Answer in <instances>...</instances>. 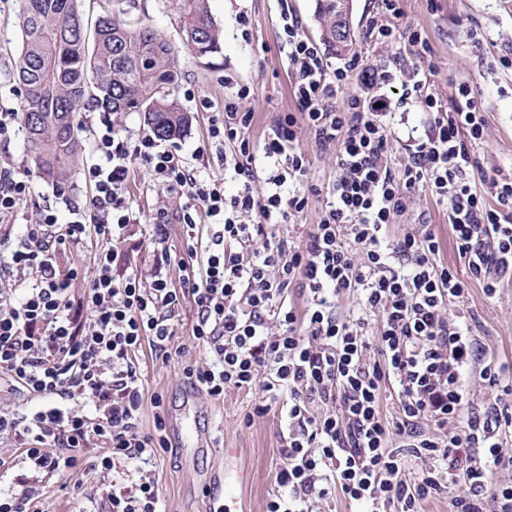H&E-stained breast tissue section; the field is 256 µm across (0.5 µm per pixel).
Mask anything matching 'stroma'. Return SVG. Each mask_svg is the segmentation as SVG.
<instances>
[{
  "label": "stroma",
  "instance_id": "1",
  "mask_svg": "<svg viewBox=\"0 0 512 512\" xmlns=\"http://www.w3.org/2000/svg\"><path fill=\"white\" fill-rule=\"evenodd\" d=\"M18 0H0V111L19 110L21 88L14 77L19 53ZM378 0H355V45L353 57L362 66L388 68L396 49L391 45L370 43L366 26L377 17ZM210 12L221 31L222 51L210 58L182 52L179 58L181 77L172 96L191 117L188 129L178 142L184 153H192L205 140L211 112L223 111L225 77L248 86L246 109L253 112L250 135L261 142L270 132L280 112H291L295 101L291 94L288 72V48L281 33V12L289 10L302 21L305 35L320 39L315 0H209ZM406 15L419 23L422 35L432 48L433 72L430 92L443 103H450L459 84L473 88L477 104L486 120L484 142L476 151L480 167L501 178H512V0H403ZM247 14L249 37H242L239 14ZM213 104L212 111L200 110V99ZM387 120L397 139L390 149L391 162L403 161V148L409 133L425 134L429 117L417 107L394 109ZM30 172L31 194L14 216L0 222V229L19 237L21 227L32 222L39 207L49 205L58 211L61 221H69L72 207L84 205L91 194L82 177L73 186L58 192L52 180L35 173L24 149V133L16 131L0 138V168ZM147 174H140L132 188L134 199L144 217L143 223L127 228L124 242L116 244L119 264H131L143 274H151L157 251L149 239L147 217L158 206L176 209L178 198L159 194L148 185ZM431 224L441 243V255L449 267L464 280L468 292L464 312L470 334L485 350L487 358L512 367V279H503L495 295H487L482 284L471 279L460 259L448 223V209L429 192H417L410 209L394 220L395 234H403L419 223ZM193 315L191 303H184L182 325L176 343L183 353L174 360L156 356L145 359L143 419L153 424V401L163 400L166 408L191 398L207 435L206 447L188 452L173 449L162 452L152 462L161 499L167 512H207L212 499L224 497L225 470L240 471L241 485L229 500L231 512H266L267 501L274 491V470L283 446L282 431L276 415H253L258 390L228 391L222 398L201 391L186 395L182 374L186 365L198 361L203 350L190 334ZM234 449L225 457V449ZM12 459L13 466L0 474V488L17 484H41L45 487V512H83L91 503L100 502L106 491L98 473L83 464L62 479L39 473L18 448L0 441V458Z\"/></svg>",
  "mask_w": 512,
  "mask_h": 512
}]
</instances>
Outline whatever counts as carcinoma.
<instances>
[{"label": "carcinoma", "instance_id": "obj_1", "mask_svg": "<svg viewBox=\"0 0 512 512\" xmlns=\"http://www.w3.org/2000/svg\"><path fill=\"white\" fill-rule=\"evenodd\" d=\"M173 6L179 45L131 16L127 0H112V10L91 27L79 0H21L15 76L24 92L25 145L38 173L59 188L71 184L81 164L84 112H141L147 130L161 139L185 131L189 116L170 94L180 77V53L206 58L220 52V30L208 0H173Z\"/></svg>", "mask_w": 512, "mask_h": 512}]
</instances>
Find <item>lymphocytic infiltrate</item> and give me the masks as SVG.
Segmentation results:
<instances>
[{
  "label": "lymphocytic infiltrate",
  "instance_id": "lymphocytic-infiltrate-1",
  "mask_svg": "<svg viewBox=\"0 0 512 512\" xmlns=\"http://www.w3.org/2000/svg\"><path fill=\"white\" fill-rule=\"evenodd\" d=\"M402 2L379 0L367 36L426 62L430 45ZM282 20L296 109L275 118L263 144L252 141L253 114L242 107L249 88L225 78L224 109L193 157L148 132L125 141L106 125L99 159L84 171L93 188L86 207L63 225L48 206L18 241L0 235V377L40 403L29 414L0 411V438L48 475L97 449L100 477L120 462L135 477L113 483L107 512H161L146 466L169 442L162 415L152 431L142 427L140 352L180 356L174 339L189 300L204 358L184 367L186 382L212 397L259 389L254 414L279 409L288 430L266 512H317L338 495L358 512H421L441 495L453 512H512V457L499 435L512 426V405L497 398L483 414L466 410L471 378L512 394V369L488 363L472 338L457 307L465 284L439 262L435 233L388 237L424 188L446 203L458 254L487 295L512 275V179L483 175L486 197L472 185L485 130L472 88L460 84L444 105L427 76L401 82L396 71H363L354 59L333 65L297 17ZM385 86L399 106L430 117L428 133L397 164L388 160L384 120L392 102L367 95ZM303 133L319 150L335 149L331 182H308ZM211 153L241 176L236 193L202 167ZM140 170L183 201L150 217L160 256L148 278L133 266L112 271L113 244L141 221L129 191ZM315 198L320 215L305 238L281 234ZM174 222L184 231L175 281L166 271ZM205 222L214 227L207 247ZM91 240L93 276L77 293L78 267L62 270L59 259ZM349 298L353 307L339 313ZM391 382L399 392L389 416L383 392Z\"/></svg>",
  "mask_w": 512,
  "mask_h": 512
}]
</instances>
